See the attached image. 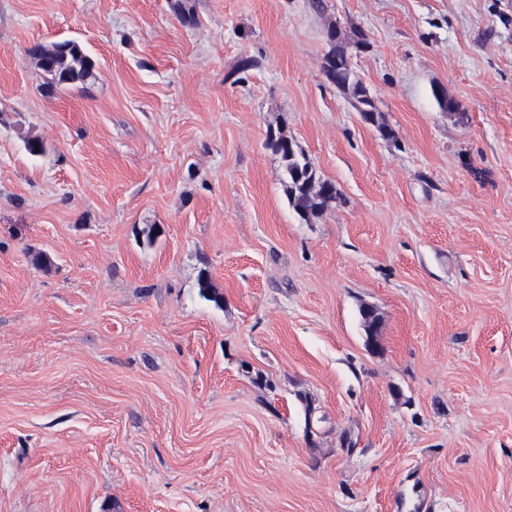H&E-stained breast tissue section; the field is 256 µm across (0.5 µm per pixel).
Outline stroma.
Here are the masks:
<instances>
[{
  "mask_svg": "<svg viewBox=\"0 0 512 512\" xmlns=\"http://www.w3.org/2000/svg\"><path fill=\"white\" fill-rule=\"evenodd\" d=\"M325 3L0 0V512H512V0ZM64 39L96 77L47 97ZM277 128L340 193L312 223ZM353 35L356 40L352 36H345L336 23L328 25L326 38L329 50L323 56L322 73L329 84L347 96L365 121L375 122L374 105L367 97L370 96L369 91L358 78L348 52V45L353 44L356 48L364 45L365 36L362 32ZM36 61L43 82L39 88L46 96L78 84L85 85L95 78L96 61L75 40L35 43L29 49ZM360 323L366 337V346L370 353L377 354L384 350L382 332L385 319L379 308L368 302H360L358 306Z\"/></svg>",
  "mask_w": 512,
  "mask_h": 512,
  "instance_id": "1",
  "label": "stroma"
}]
</instances>
